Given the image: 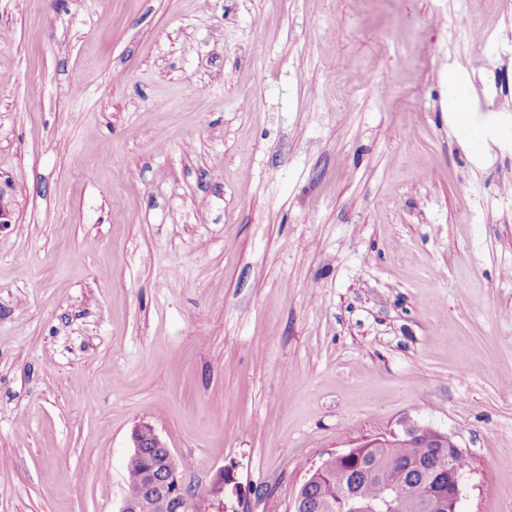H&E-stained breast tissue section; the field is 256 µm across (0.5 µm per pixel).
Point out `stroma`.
<instances>
[{"label": "stroma", "mask_w": 512, "mask_h": 512, "mask_svg": "<svg viewBox=\"0 0 512 512\" xmlns=\"http://www.w3.org/2000/svg\"><path fill=\"white\" fill-rule=\"evenodd\" d=\"M0 204V512L142 422L236 512L414 426L512 512V0H0Z\"/></svg>", "instance_id": "stroma-1"}]
</instances>
